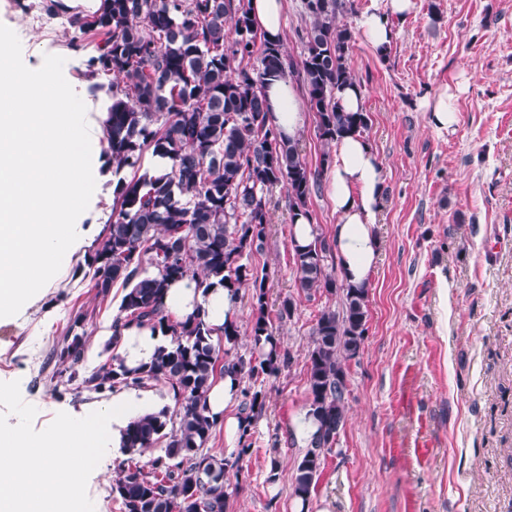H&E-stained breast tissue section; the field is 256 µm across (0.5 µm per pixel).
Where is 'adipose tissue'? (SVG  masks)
Instances as JSON below:
<instances>
[{"label":"adipose tissue","instance_id":"1","mask_svg":"<svg viewBox=\"0 0 512 512\" xmlns=\"http://www.w3.org/2000/svg\"><path fill=\"white\" fill-rule=\"evenodd\" d=\"M411 9L412 0H388L386 10L365 12L359 21L361 36L376 47L390 45L396 36L393 20H405ZM266 96L270 124L282 138L298 139L305 114L292 80L282 76L268 78ZM383 193L382 165L372 143L360 135L337 140L328 172V194L337 215L331 237L341 277L358 288L368 286L379 254L380 240L375 227ZM165 304L179 318L202 308L215 328L238 316V298L232 290L215 287L204 292L189 279L170 285ZM168 342L161 330L132 324L122 330L118 347L126 364L135 367L149 362L157 348ZM239 397V378L233 372L219 378L207 397L211 414L224 426V444L230 453L237 450L244 427L243 418L233 412Z\"/></svg>","mask_w":512,"mask_h":512}]
</instances>
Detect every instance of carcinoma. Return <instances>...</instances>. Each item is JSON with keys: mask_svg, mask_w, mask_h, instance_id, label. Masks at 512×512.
Returning a JSON list of instances; mask_svg holds the SVG:
<instances>
[{"mask_svg": "<svg viewBox=\"0 0 512 512\" xmlns=\"http://www.w3.org/2000/svg\"><path fill=\"white\" fill-rule=\"evenodd\" d=\"M356 0H303L312 18L301 36L300 62L283 43L254 27L249 0H99L97 8L71 13L67 0H39L47 16L69 17V46H88L85 36H102L85 60L84 77L95 95L107 90L111 103L103 124V154L116 178L112 212L85 259L97 295L107 297L119 282L125 288L112 321V342L130 323L160 329L171 337L149 364L129 368L117 355L98 370L83 372L87 326L92 314L72 310L65 336L52 349L55 375L80 392L164 382L173 408L138 417L121 440L126 459L112 477V495L123 512H226L224 484L213 471L238 468L250 449L242 442L236 457H216L204 448L216 428L206 413L207 393L225 366L251 380L281 371L273 320H291L292 297L271 318L266 273L249 263L262 251L270 223L263 191L282 185L292 218L311 217L308 202L319 187L318 172L299 143L285 142L267 122L263 85L269 76L297 75L318 116L317 137L328 147L346 134H363L370 113L346 112L336 94L355 83L351 68L353 31L340 17ZM114 77L105 85L101 77ZM169 162V171L143 167L146 152ZM131 171L125 177L122 172ZM310 243L293 246L297 293H328L341 308H323L305 356L308 413L319 425L310 447L290 474L291 495L307 502L323 473L326 453L337 443L351 394L347 362L356 358L367 332L368 289L355 288L328 271L329 240L313 230ZM186 276L206 292L220 286L251 289L250 336L256 356L233 355L239 325L224 332L197 310L180 320L165 306L170 282ZM241 411L257 417L264 397L245 388ZM157 454L141 465L135 456Z\"/></svg>", "mask_w": 512, "mask_h": 512, "instance_id": "1", "label": "carcinoma"}]
</instances>
